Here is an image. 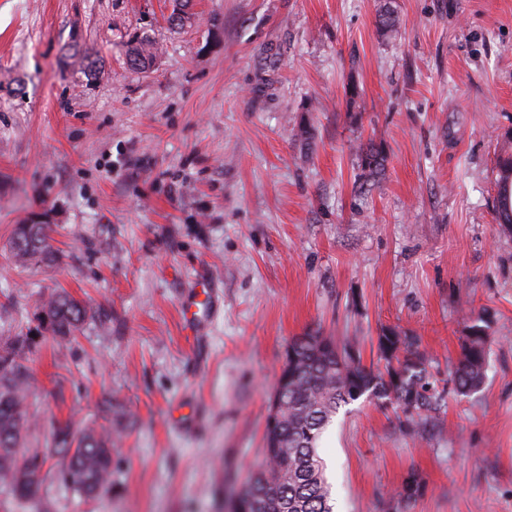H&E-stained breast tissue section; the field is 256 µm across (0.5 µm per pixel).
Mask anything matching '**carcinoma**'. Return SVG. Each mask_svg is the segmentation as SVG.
<instances>
[{"label":"carcinoma","instance_id":"1","mask_svg":"<svg viewBox=\"0 0 512 512\" xmlns=\"http://www.w3.org/2000/svg\"><path fill=\"white\" fill-rule=\"evenodd\" d=\"M378 28L386 37L397 33L399 19L385 9ZM158 48L147 37L134 38L128 47L130 68L147 72ZM362 165L372 177L381 174L384 158L374 145L362 150ZM499 199L496 218L512 233V147L505 144L497 166ZM44 247L31 251L9 248L23 267L54 265L62 252L54 246V229L36 225ZM37 313L45 312L53 335L65 342L88 317L86 304L65 291L43 297ZM470 333L460 343L456 361L448 367V391L469 396L486 377L489 339L483 318L467 315ZM35 347L28 334L0 336V486L19 505L38 502L51 512L49 487L61 484L81 498H94L112 487V427L88 426L78 432L59 425L43 448L21 457L31 428L26 363ZM357 343H339L333 336H297L289 343L270 402H279L281 421L274 434L264 433L262 460L235 494L243 510L232 512H333L326 465L318 453L319 441L339 409L366 395L382 408L391 406L411 424L439 409L440 397L413 336L382 332L377 339V360L383 367L366 366Z\"/></svg>","mask_w":512,"mask_h":512}]
</instances>
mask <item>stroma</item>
Segmentation results:
<instances>
[{
	"label": "stroma",
	"instance_id": "stroma-1",
	"mask_svg": "<svg viewBox=\"0 0 512 512\" xmlns=\"http://www.w3.org/2000/svg\"><path fill=\"white\" fill-rule=\"evenodd\" d=\"M191 10L175 28L169 0H0V336L35 329L54 291L92 312L75 340H38L27 445L86 426L103 396L126 410L111 489L52 487L54 512H227L290 338L354 340L372 364L392 328L440 388L471 309L489 318L479 391L410 426L360 398L319 452L333 512H512V233L495 213L512 0ZM136 35L161 49L147 74L125 64ZM40 213L65 256L19 267L10 232ZM204 286L217 312L194 337L183 309Z\"/></svg>",
	"mask_w": 512,
	"mask_h": 512
}]
</instances>
